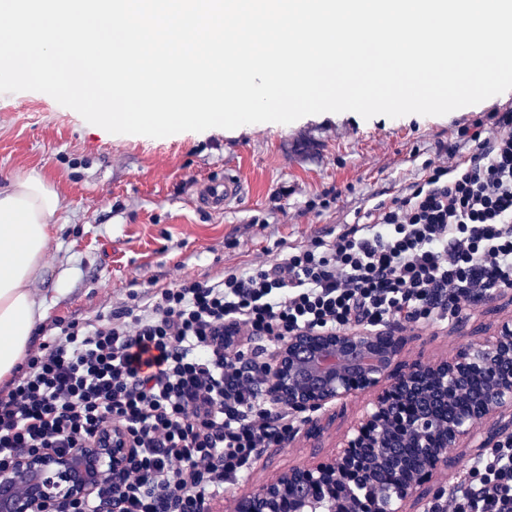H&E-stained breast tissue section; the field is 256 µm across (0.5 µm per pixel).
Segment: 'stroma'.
I'll return each instance as SVG.
<instances>
[{
  "mask_svg": "<svg viewBox=\"0 0 512 512\" xmlns=\"http://www.w3.org/2000/svg\"><path fill=\"white\" fill-rule=\"evenodd\" d=\"M508 108L512 90L443 116L325 112L152 138L106 133L42 92L0 94V186L37 173L59 198L50 271L39 286L43 331L58 319H95L147 288L215 280L271 264L288 245L330 238L421 178L426 165L451 164L458 129L477 124L484 135L499 134L494 115ZM228 172L240 180L242 199L220 212L196 208L197 185ZM510 320L512 290L493 292L447 324L404 326L401 360L452 358ZM366 403L364 394L349 396L299 424L287 443L264 449L245 479L211 499L214 512H230L235 496L335 452ZM509 434L512 418L484 421L474 442L450 449L446 465L418 486L410 512H427L436 487Z\"/></svg>",
  "mask_w": 512,
  "mask_h": 512,
  "instance_id": "stroma-1",
  "label": "stroma"
}]
</instances>
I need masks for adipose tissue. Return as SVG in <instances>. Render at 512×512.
Returning a JSON list of instances; mask_svg holds the SVG:
<instances>
[{"instance_id": "adipose-tissue-1", "label": "adipose tissue", "mask_w": 512, "mask_h": 512, "mask_svg": "<svg viewBox=\"0 0 512 512\" xmlns=\"http://www.w3.org/2000/svg\"><path fill=\"white\" fill-rule=\"evenodd\" d=\"M57 211L56 191L40 175L0 188V381L14 375L44 316L36 285L47 275Z\"/></svg>"}]
</instances>
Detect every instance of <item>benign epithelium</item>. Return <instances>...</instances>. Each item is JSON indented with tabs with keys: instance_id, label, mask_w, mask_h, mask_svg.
<instances>
[{
	"instance_id": "7a95c632",
	"label": "benign epithelium",
	"mask_w": 512,
	"mask_h": 512,
	"mask_svg": "<svg viewBox=\"0 0 512 512\" xmlns=\"http://www.w3.org/2000/svg\"><path fill=\"white\" fill-rule=\"evenodd\" d=\"M404 343L405 337L391 330L372 335L313 329L279 342L266 368L267 392L274 400L296 411L324 413L352 394L372 398L333 456L290 468L235 497L232 512H314L316 498H334L336 478L353 486L365 479L369 451L400 447L396 440L386 441L388 427L414 434L417 447L426 449V462L413 479L397 473L390 483L356 498L348 510L406 512L416 485L447 461L448 449L474 439L484 419L512 409L511 323L461 348L449 361L400 369ZM474 378L487 385L439 435L448 392ZM132 451L129 437L114 428L81 448L21 457L0 469V512H44L53 503L86 496L122 470Z\"/></svg>"
}]
</instances>
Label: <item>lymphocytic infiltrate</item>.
<instances>
[{
	"label": "lymphocytic infiltrate",
	"instance_id": "lymphocytic-infiltrate-1",
	"mask_svg": "<svg viewBox=\"0 0 512 512\" xmlns=\"http://www.w3.org/2000/svg\"><path fill=\"white\" fill-rule=\"evenodd\" d=\"M466 148L363 224L289 246L274 265L150 289L30 346L0 385V467L121 428V476L65 512H205L298 417L269 397L278 342L305 329L438 323L512 288V132ZM431 512H512V435L470 461Z\"/></svg>",
	"mask_w": 512,
	"mask_h": 512
}]
</instances>
